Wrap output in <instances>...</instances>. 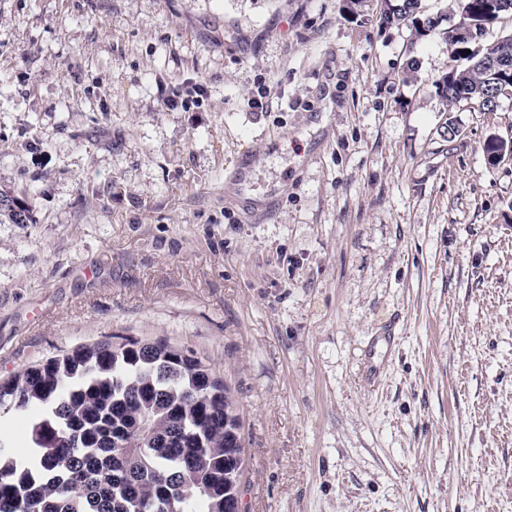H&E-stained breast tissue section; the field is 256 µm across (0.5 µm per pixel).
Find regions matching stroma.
I'll return each mask as SVG.
<instances>
[{
	"label": "stroma",
	"instance_id": "stroma-1",
	"mask_svg": "<svg viewBox=\"0 0 512 512\" xmlns=\"http://www.w3.org/2000/svg\"><path fill=\"white\" fill-rule=\"evenodd\" d=\"M461 3L418 39L382 0H0L34 216L0 224V380L164 341L230 390L241 512H512V100L435 96ZM206 93L203 84L195 83L183 94V97L171 96L163 99L162 108L167 112H172L179 107L182 109H190V104L202 105L204 95Z\"/></svg>",
	"mask_w": 512,
	"mask_h": 512
}]
</instances>
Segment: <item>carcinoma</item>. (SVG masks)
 Returning a JSON list of instances; mask_svg holds the SVG:
<instances>
[{
  "instance_id": "obj_1",
  "label": "carcinoma",
  "mask_w": 512,
  "mask_h": 512,
  "mask_svg": "<svg viewBox=\"0 0 512 512\" xmlns=\"http://www.w3.org/2000/svg\"><path fill=\"white\" fill-rule=\"evenodd\" d=\"M381 23L433 31L421 0H384ZM463 0L461 22L486 29L503 13ZM486 44L434 84L445 102L486 110L512 98V70ZM0 223L31 209L0 192ZM29 416L26 455L0 438V512H233L245 457L229 390L192 350L125 338L84 344L0 381V406Z\"/></svg>"
}]
</instances>
